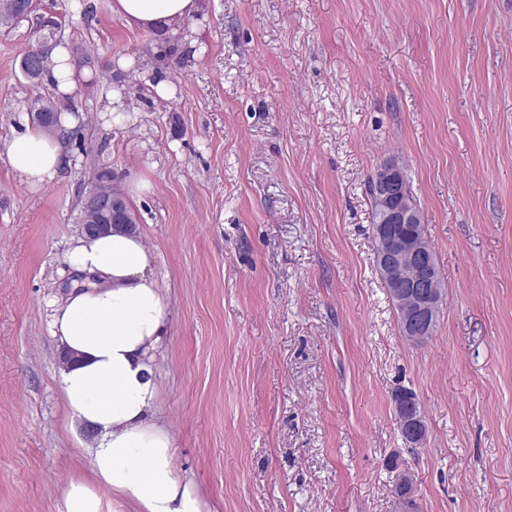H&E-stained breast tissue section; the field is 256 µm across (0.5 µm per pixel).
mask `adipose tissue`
Returning a JSON list of instances; mask_svg holds the SVG:
<instances>
[{
    "instance_id": "obj_1",
    "label": "adipose tissue",
    "mask_w": 512,
    "mask_h": 512,
    "mask_svg": "<svg viewBox=\"0 0 512 512\" xmlns=\"http://www.w3.org/2000/svg\"><path fill=\"white\" fill-rule=\"evenodd\" d=\"M203 0H112L124 26L176 38ZM45 80L60 97L75 94L80 73L65 45L49 55ZM5 145L7 162L29 190L52 181L68 162L61 136L20 116ZM68 265L89 282L52 302L50 335L64 360L58 368L65 407L93 434L90 479L70 482L58 512H104L101 489L131 512H211L194 479L175 464L174 438L156 417V363L170 323V304L153 274L155 254L139 232L80 236Z\"/></svg>"
}]
</instances>
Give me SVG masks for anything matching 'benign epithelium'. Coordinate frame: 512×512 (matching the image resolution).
I'll return each mask as SVG.
<instances>
[{
  "mask_svg": "<svg viewBox=\"0 0 512 512\" xmlns=\"http://www.w3.org/2000/svg\"><path fill=\"white\" fill-rule=\"evenodd\" d=\"M377 222L373 238L374 263L393 303L400 308L403 335H432L443 298V282L433 263V248L426 236L402 239L400 224H421L422 214L414 200L398 204L405 192L406 173L395 162L382 165L371 177ZM112 215V195L90 191L84 202L80 232L86 235L110 233L116 225L105 224ZM400 430L414 448L427 438V425L414 411L415 400L407 395L394 397Z\"/></svg>",
  "mask_w": 512,
  "mask_h": 512,
  "instance_id": "1",
  "label": "benign epithelium"
}]
</instances>
